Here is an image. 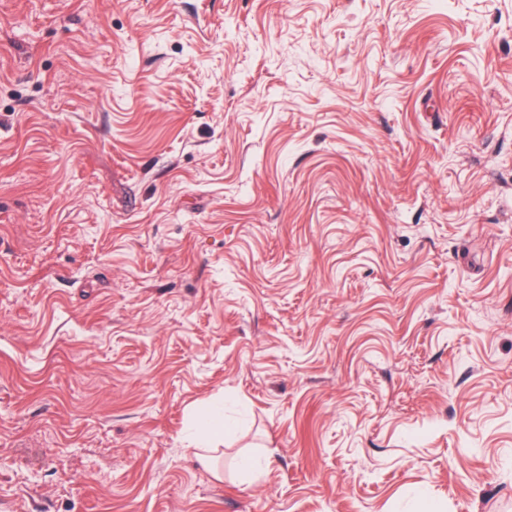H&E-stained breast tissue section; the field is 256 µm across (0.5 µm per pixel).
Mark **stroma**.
<instances>
[{
    "label": "stroma",
    "mask_w": 512,
    "mask_h": 512,
    "mask_svg": "<svg viewBox=\"0 0 512 512\" xmlns=\"http://www.w3.org/2000/svg\"><path fill=\"white\" fill-rule=\"evenodd\" d=\"M0 512H512V0H0ZM221 432L224 433V412L215 409L207 415L205 428L197 440L198 450L204 453L214 450L215 448L212 447L213 438Z\"/></svg>",
    "instance_id": "1"
}]
</instances>
